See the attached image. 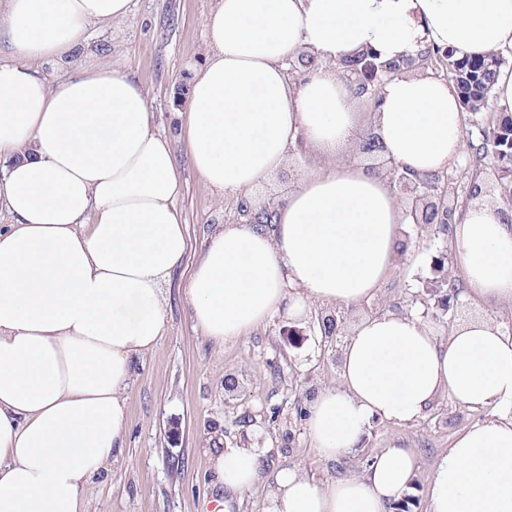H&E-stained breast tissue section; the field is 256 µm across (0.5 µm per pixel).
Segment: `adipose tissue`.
<instances>
[{"label": "adipose tissue", "instance_id": "obj_1", "mask_svg": "<svg viewBox=\"0 0 512 512\" xmlns=\"http://www.w3.org/2000/svg\"><path fill=\"white\" fill-rule=\"evenodd\" d=\"M130 10L131 0H0V207L14 218L0 227V512H87V486L125 446L126 392L163 336L162 286L187 249L176 160L143 85L108 60L52 85L30 66L71 59L91 25ZM205 31L183 124L203 183L251 200L301 136L326 165L299 175L270 227L228 224L206 241L184 289L194 323L221 343L312 301L372 302L409 218L382 178L346 160L359 115L333 67L366 47L383 61L427 47L458 59L512 52V0H215ZM304 53L321 68L289 80ZM372 123L380 156L417 175L461 158L459 93L441 78L390 81ZM450 240L467 297L512 307V211L478 187ZM339 380L308 419L326 460L357 447L372 421L417 422L444 395L504 408L455 436L428 512H512L511 334L478 317L439 336L419 316L376 314L345 339ZM213 439L218 485L249 489L259 455ZM415 468L399 445L364 475L325 484L287 466L265 512H387Z\"/></svg>", "mask_w": 512, "mask_h": 512}]
</instances>
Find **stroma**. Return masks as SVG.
I'll list each match as a JSON object with an SVG mask.
<instances>
[{
	"mask_svg": "<svg viewBox=\"0 0 512 512\" xmlns=\"http://www.w3.org/2000/svg\"><path fill=\"white\" fill-rule=\"evenodd\" d=\"M212 5L213 0H132L125 19L91 27L85 48L72 61L35 64L52 84L75 65L112 60L147 89L157 126L182 164L178 206L189 247L164 285V334L139 358L127 393L126 447L88 487V512H205L213 500L223 512H264L265 487L280 468L298 467L324 484L362 475L365 459L394 442L418 457L404 497L411 512H427L440 456L459 432L484 418V411L443 397L418 422L373 421L361 447L324 460L299 415L317 389L338 380L339 352L325 349L320 339L322 305L311 304L299 317H275L221 345L192 320L184 283L206 240L237 218L235 200L207 189L187 165L189 145L175 116L181 108L177 91L187 89L194 68L208 54L204 21ZM447 251L446 236L408 226L405 251L380 293L385 310H407ZM230 374L239 381L232 392L224 386ZM217 432L225 447L255 449L261 460L254 487L233 497L225 495L209 467L206 448Z\"/></svg>",
	"mask_w": 512,
	"mask_h": 512,
	"instance_id": "obj_1",
	"label": "stroma"
}]
</instances>
